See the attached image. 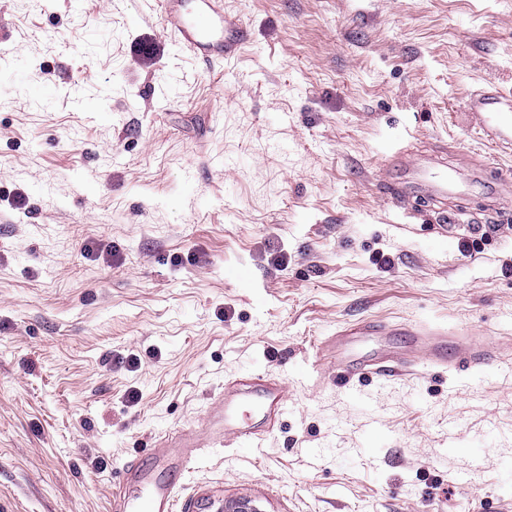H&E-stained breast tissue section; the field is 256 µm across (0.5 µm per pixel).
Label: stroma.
<instances>
[{"label":"stroma","instance_id":"35a3bbf8","mask_svg":"<svg viewBox=\"0 0 512 512\" xmlns=\"http://www.w3.org/2000/svg\"><path fill=\"white\" fill-rule=\"evenodd\" d=\"M224 12L249 37L209 69L149 0H0V512H109L257 370L288 382L277 429L199 449L178 512H512V148L466 106L512 89V0ZM402 157L468 197L390 198ZM362 320L370 351L424 324L503 348L361 405L309 363Z\"/></svg>","mask_w":512,"mask_h":512}]
</instances>
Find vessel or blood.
Wrapping results in <instances>:
<instances>
[{
    "label": "vessel or blood",
    "instance_id": "1",
    "mask_svg": "<svg viewBox=\"0 0 512 512\" xmlns=\"http://www.w3.org/2000/svg\"><path fill=\"white\" fill-rule=\"evenodd\" d=\"M162 23L175 41L206 64L213 65L234 56L246 41L247 33L231 25L224 14V0H154ZM467 110L487 139L500 147H512V91L496 84L475 89L467 101ZM414 188L433 197L461 196L465 186L453 178L431 173L421 163L409 165ZM496 353L494 343L480 341L466 355H458L448 343L436 344L429 352L430 366L453 369L459 366L481 367ZM414 362H397L394 353L372 354L336 363V383L350 387L354 379L369 376L391 381L413 372ZM288 385L257 373L247 381H233L228 390L215 399L200 427H188L179 435L165 434L157 441L158 452L149 465L132 467L136 485L144 496L126 491L113 493L112 512H175V492L195 457L196 433H204L209 447L229 443L254 446L259 436L272 434L287 407Z\"/></svg>",
    "mask_w": 512,
    "mask_h": 512
}]
</instances>
